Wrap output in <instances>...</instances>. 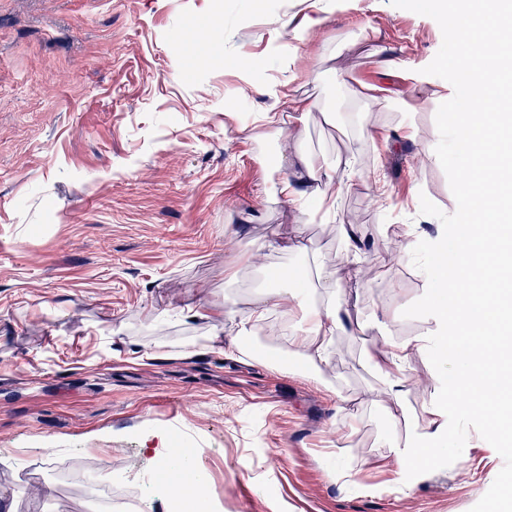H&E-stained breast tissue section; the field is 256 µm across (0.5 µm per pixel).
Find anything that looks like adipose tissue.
Segmentation results:
<instances>
[{
	"instance_id": "adipose-tissue-1",
	"label": "adipose tissue",
	"mask_w": 512,
	"mask_h": 512,
	"mask_svg": "<svg viewBox=\"0 0 512 512\" xmlns=\"http://www.w3.org/2000/svg\"><path fill=\"white\" fill-rule=\"evenodd\" d=\"M479 3L474 15L447 0L435 4L442 35L465 50L459 81L469 90L470 104L452 112L448 130L464 147L456 169L458 207L469 219L448 227L453 254L434 253L427 275L432 293L419 303L421 315L432 324L428 334L390 339L364 354L379 377L367 399L386 411L388 428H396L405 415L409 395L424 401L426 417L419 432L403 443L389 441L381 459L382 467L395 474L436 466L452 435L449 415L475 418L500 436L512 435V217L501 204L506 182L512 179V116L502 110L505 83L496 68L504 36L500 0ZM324 22L315 10L287 30L293 50L289 64L296 77L307 75L311 60L329 59L319 41ZM263 120L277 126L281 149L291 158V171L277 188L283 204L302 216L307 199L314 197L325 220H332L337 200L356 173L353 160L327 164L301 150L303 126L285 123L276 112L264 113ZM340 234L337 261L316 265V279L327 298L323 306L306 308L296 289L273 284L247 309L228 308L217 317L209 306L200 305L189 314L211 322L206 341L212 346L223 345L225 324L241 332L261 326L276 336L280 327L274 315L287 317L290 354L312 369L313 381L337 396L344 412L349 397L338 395L323 373L333 367L335 340L351 321L349 287L368 282L371 267L352 227H341ZM430 345L437 349L434 371L426 377L413 374L412 360Z\"/></svg>"
}]
</instances>
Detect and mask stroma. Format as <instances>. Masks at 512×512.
<instances>
[{
	"label": "stroma",
	"instance_id": "obj_1",
	"mask_svg": "<svg viewBox=\"0 0 512 512\" xmlns=\"http://www.w3.org/2000/svg\"><path fill=\"white\" fill-rule=\"evenodd\" d=\"M310 2L0 0V500L12 512H93L86 489L55 480L85 463L116 490L136 488L123 512H172L155 464L178 445L208 483L205 512H512V440L452 416L438 466L396 475L379 465L384 414L361 400L376 382L363 352L383 341V309L395 337L427 328L419 253L391 265L385 248L408 233L427 246L456 214L463 155L443 117L462 106V50L419 0H327L326 46L357 39L361 53L307 84L340 121L308 117L301 148L332 160L351 145L378 181L355 179L335 223L314 201L301 222L272 193L287 168L260 116L282 108L293 74L284 26ZM190 26L207 33L192 47ZM385 48L418 64L427 99L381 75ZM255 59L264 74L248 71ZM369 86L406 101L374 114L372 142L356 126ZM413 126L435 132L438 159L420 174L408 164ZM339 223L375 267L358 324L336 341L348 413L314 382L217 347L156 355L207 336L189 308H237L261 292L264 275L225 252V234L246 247L299 236L306 255L271 252L281 269L333 257ZM347 414L355 433L333 447ZM462 468L468 481L455 477Z\"/></svg>",
	"mask_w": 512,
	"mask_h": 512
}]
</instances>
